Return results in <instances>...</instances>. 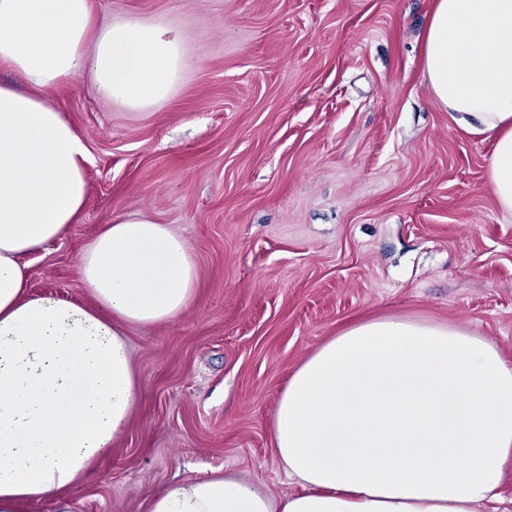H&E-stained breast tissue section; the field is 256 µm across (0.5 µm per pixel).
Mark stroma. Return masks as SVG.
<instances>
[{
    "mask_svg": "<svg viewBox=\"0 0 512 512\" xmlns=\"http://www.w3.org/2000/svg\"><path fill=\"white\" fill-rule=\"evenodd\" d=\"M433 0H99L104 20L180 28L182 76L130 112L78 78L52 102L89 151L81 220L28 256V289L86 304L78 256L113 215L181 234L197 290L127 332L140 399L66 500L146 512L179 480L294 492L271 418L292 370L362 316L461 326L512 359V215L492 145L457 129L420 57Z\"/></svg>",
    "mask_w": 512,
    "mask_h": 512,
    "instance_id": "obj_1",
    "label": "stroma"
}]
</instances>
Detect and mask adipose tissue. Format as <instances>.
I'll return each mask as SVG.
<instances>
[{
	"instance_id": "adipose-tissue-1",
	"label": "adipose tissue",
	"mask_w": 512,
	"mask_h": 512,
	"mask_svg": "<svg viewBox=\"0 0 512 512\" xmlns=\"http://www.w3.org/2000/svg\"><path fill=\"white\" fill-rule=\"evenodd\" d=\"M183 32L107 23L94 0H0V512L61 499L121 437L139 399L128 327L172 322L196 268L179 235L145 215L113 217L78 259L88 305L27 290V256L83 211L88 148L49 99L88 76L130 111L172 93ZM422 71L465 132L489 140L487 179L512 214V0H433ZM273 453L298 492L213 475L173 484L147 512H480L512 468V361L462 327L369 319L291 373Z\"/></svg>"
}]
</instances>
